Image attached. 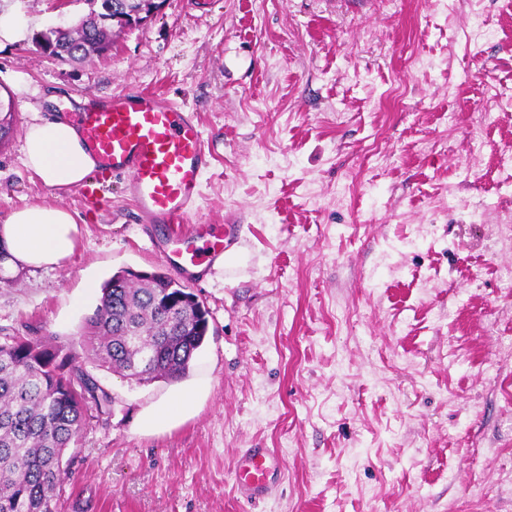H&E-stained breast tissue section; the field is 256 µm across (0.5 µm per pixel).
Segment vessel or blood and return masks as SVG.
<instances>
[{"label":"vessel or blood","mask_w":512,"mask_h":512,"mask_svg":"<svg viewBox=\"0 0 512 512\" xmlns=\"http://www.w3.org/2000/svg\"><path fill=\"white\" fill-rule=\"evenodd\" d=\"M69 119L96 161L94 170L73 188L83 203L96 204L111 178L125 177L137 223L171 227L181 244L182 268L198 266L203 257L212 263L223 260V234H214L200 250L185 229L211 158L197 112L154 92L132 91L91 99ZM279 466L272 449H246L235 469L239 499L252 502L268 496Z\"/></svg>","instance_id":"vessel-or-blood-1"}]
</instances>
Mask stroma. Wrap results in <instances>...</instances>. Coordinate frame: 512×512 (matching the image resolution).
Instances as JSON below:
<instances>
[{"label":"stroma","instance_id":"1","mask_svg":"<svg viewBox=\"0 0 512 512\" xmlns=\"http://www.w3.org/2000/svg\"><path fill=\"white\" fill-rule=\"evenodd\" d=\"M90 8L0 0L34 32ZM134 90L199 112L194 216L235 225L234 263L185 281L210 312L193 417L139 433L178 382L92 367L113 403L68 450L61 512H512V0H167L85 62L1 45L0 225L58 204L81 239L0 282V327L77 340L99 299L84 281L166 268L121 179L89 207L22 164L33 114ZM248 448L283 460L253 507L235 493Z\"/></svg>","mask_w":512,"mask_h":512}]
</instances>
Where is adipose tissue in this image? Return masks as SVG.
I'll return each instance as SVG.
<instances>
[{"instance_id": "ef3b65f1", "label": "adipose tissue", "mask_w": 512, "mask_h": 512, "mask_svg": "<svg viewBox=\"0 0 512 512\" xmlns=\"http://www.w3.org/2000/svg\"><path fill=\"white\" fill-rule=\"evenodd\" d=\"M22 163L43 184L58 189L75 185L95 166L72 123L39 116L24 130ZM80 236V226L68 209L34 203L12 211L0 225V251L9 268L55 269L74 252ZM204 390L199 384L152 405L140 416V432L165 430L189 417Z\"/></svg>"}]
</instances>
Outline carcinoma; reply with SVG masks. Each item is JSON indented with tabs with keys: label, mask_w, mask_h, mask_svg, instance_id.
<instances>
[{
	"label": "carcinoma",
	"mask_w": 512,
	"mask_h": 512,
	"mask_svg": "<svg viewBox=\"0 0 512 512\" xmlns=\"http://www.w3.org/2000/svg\"><path fill=\"white\" fill-rule=\"evenodd\" d=\"M110 24L84 18L68 36L75 49L112 45ZM209 332V310L164 270H122L105 282L79 336L84 356L50 336L0 329V512H58L68 477L66 449L89 413H109L112 398L83 359L138 383L176 381Z\"/></svg>",
	"instance_id": "1"
}]
</instances>
